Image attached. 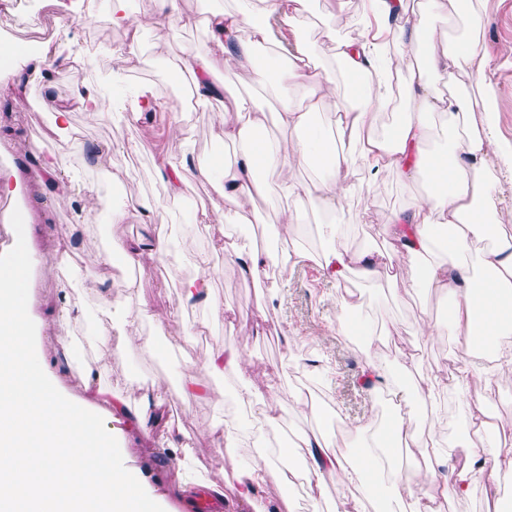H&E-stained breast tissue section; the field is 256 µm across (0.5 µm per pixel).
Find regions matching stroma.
Segmentation results:
<instances>
[{
    "instance_id": "1",
    "label": "stroma",
    "mask_w": 512,
    "mask_h": 512,
    "mask_svg": "<svg viewBox=\"0 0 512 512\" xmlns=\"http://www.w3.org/2000/svg\"><path fill=\"white\" fill-rule=\"evenodd\" d=\"M40 23L10 37L12 48L31 50L32 36L41 35L46 45L65 43L81 48L87 38H95L100 65L72 79L65 71L66 59L47 54L43 76L30 77L19 83L12 71L0 70V169L17 171L15 190L0 193V256L17 250L29 251L33 261L28 265L23 290L24 299L33 307L41 322L35 341L46 359H55L62 341L72 343L63 370L57 371L58 387L74 401L88 398L90 388L109 386L124 393L163 392L168 403L162 420L143 431L134 420L123 425L120 465L134 474L144 485L164 496L167 512H190L186 495L177 478L180 450L196 448V468L210 483L230 480L238 463L252 457L250 443L232 451L218 450L221 436L204 437V430L238 412L234 391L239 383L264 393L277 387L288 391L302 387L303 377L313 375L314 361L329 365L331 377L322 379L321 388L341 386L344 393H356L362 380L365 353L339 335L337 296L343 287L327 280L317 262L309 261L290 269L277 287L257 284L245 279L227 258L222 247L229 232L228 224H200L193 214L177 210L178 240L190 249H208L213 253L210 273L211 292L222 304L223 314L210 318L207 309H180L177 278L193 276L191 267L173 271L153 261L142 266L85 269L82 259L88 248H119L150 235V225L130 219L125 224H112L108 214L113 200L103 199L97 189L111 175L122 178L124 199L163 197L164 189L154 173L155 163L177 149L168 134L181 106L180 96L168 88L167 73L157 70L155 60L185 58L211 33L206 25L193 28L172 26L161 33L144 32L146 60L113 78L114 56L126 41V31H105L94 24V15L85 0H36ZM369 0H313L317 21L308 40L320 61H328L331 45L321 35V23H338L341 14H365ZM478 39L492 58L483 76L494 93L491 98L498 116L500 146L512 151V0H486ZM146 86L159 98L160 109L143 113L127 125H114L97 120L81 110L72 112L71 135H59L50 129V117L43 101H72L84 89L95 88L110 93H123L125 87ZM226 98L246 97L266 115L268 132H275L276 118L272 104L275 90L260 91L252 75L240 73L227 79ZM29 100L26 111L13 108L15 98ZM185 126V136L198 161L213 154V118L216 102H197ZM79 138L82 148L73 151L71 140ZM134 139L141 143L138 154L119 151L117 142ZM39 141L45 151L69 157L66 176L75 182L67 200L56 198V188L40 165L31 158L28 146ZM427 180L405 186L396 182L370 185L347 204L345 220L350 224L348 243L359 248L380 246L377 226L394 209L413 196L425 192ZM20 209L26 216L24 227L13 224L8 214ZM140 279V299L158 316L167 318L164 335H156L155 325H140L138 340L129 342L115 335L104 345L91 341L98 321L97 300L85 290L87 279H95L107 288L112 302L124 301L127 278ZM362 312L376 323H392L394 336L383 340L378 349L388 365H395L399 352L414 354L419 372L445 375L451 369L449 344L441 337L428 342L416 330L418 313L414 298L392 301L387 285L360 286ZM83 306L81 322L71 323L61 315V299ZM248 310V318H239V310ZM179 336V349H169L167 337ZM227 348L245 350L251 366L244 379L227 375L203 376L202 397L185 401L178 383V372L187 362L202 361L208 354Z\"/></svg>"
}]
</instances>
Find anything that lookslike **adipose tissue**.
Returning a JSON list of instances; mask_svg holds the SVG:
<instances>
[{
    "label": "adipose tissue",
    "instance_id": "adipose-tissue-1",
    "mask_svg": "<svg viewBox=\"0 0 512 512\" xmlns=\"http://www.w3.org/2000/svg\"><path fill=\"white\" fill-rule=\"evenodd\" d=\"M152 12L129 19L125 0H112V23L128 30L120 64L139 62V33L162 31L167 24L206 23L212 36L189 58L167 61L168 71L189 72V94L200 101L221 98L217 78L236 71L252 73L260 86L279 89L276 119L280 137L262 135L263 113L250 100L235 99L233 110L218 116V137L235 145L233 162L203 163L186 153L163 159L156 174L165 202L142 201L143 223L156 227L150 244L139 242L120 253L94 251L92 266L115 257L138 263L142 255L172 269L193 265L197 274L180 279L184 305L209 303L211 252L188 254L174 245L172 206L194 181L215 184L219 195L236 202L230 221L252 224L250 199L286 196L324 214L318 227L326 246L310 256L297 230L299 216L289 213L276 237L296 260L316 259L336 281L368 284L400 281L406 294L425 292L448 302L446 321L422 314L427 337L449 336L452 370L444 378L417 377L409 387L389 380L387 366L367 351L366 392L388 395L395 407L385 424L341 418L342 443L324 433L305 435L292 447L261 448L236 473L235 492L250 503L270 474L283 486L301 483L308 498L322 499L326 475H336L340 490L329 512H443L449 496L490 498L500 474L512 473V421H491L482 399H468L473 374L485 380L512 377V225L505 223V188L497 165L512 167L501 152L497 115L485 112L474 122L472 91L486 92L472 71H484L490 56L477 33L485 0H373V18L344 16V34L323 28L335 49L329 65L317 66L307 40L313 24L310 0H244L236 10L217 9L206 18L182 9L181 0H155ZM283 19L294 46L276 65L270 19ZM445 17L463 33L439 34ZM334 111H327V103ZM364 170L370 182L414 181L427 175L429 193L390 212L378 231L384 247L351 251L343 247L348 199L362 190L353 181ZM26 265H0V512H163V496L145 490L114 455L128 399L98 389L99 404H76L62 396L52 368L27 338L35 316L21 299ZM102 317L95 342L109 340L113 325L135 333L150 318L146 305L116 312L111 301L99 304ZM245 356L232 351L183 367L180 390L194 394L201 373L215 376L243 368ZM467 398L462 434L440 450L415 426L414 409L424 406L432 419L442 417L438 399L448 391ZM234 396L248 413L246 426L225 423L226 448L236 447L240 431L263 438L280 425L279 409L290 404L316 419L324 412L309 395L272 389L257 395L249 386Z\"/></svg>",
    "mask_w": 512,
    "mask_h": 512
}]
</instances>
